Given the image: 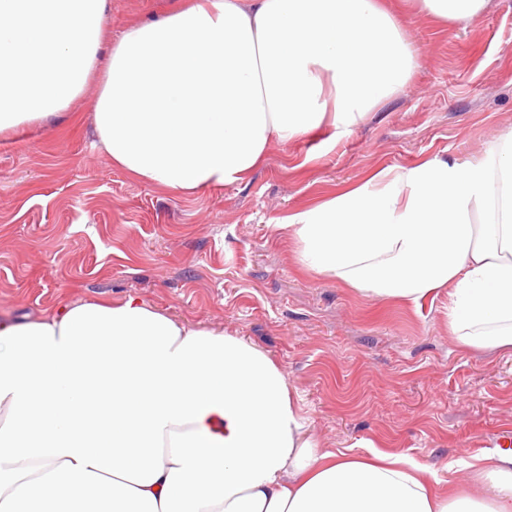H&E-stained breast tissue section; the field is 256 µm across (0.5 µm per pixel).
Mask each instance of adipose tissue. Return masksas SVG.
I'll use <instances>...</instances> for the list:
<instances>
[{
  "label": "adipose tissue",
  "mask_w": 512,
  "mask_h": 512,
  "mask_svg": "<svg viewBox=\"0 0 512 512\" xmlns=\"http://www.w3.org/2000/svg\"><path fill=\"white\" fill-rule=\"evenodd\" d=\"M107 0H0V135L62 117L97 66L113 165L191 196L240 183L270 142L344 136L420 54L379 0H182L103 45ZM301 265L385 302L448 291V329L512 354V131L286 217ZM435 491L434 465L322 450L269 355L135 296L0 321V512H512V449ZM445 463V470H452ZM441 482L439 488L448 490V486L455 490H462L471 494H476L479 490L475 476L471 470H456L451 473L440 471L438 474Z\"/></svg>",
  "instance_id": "1"
}]
</instances>
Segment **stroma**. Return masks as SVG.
<instances>
[{
    "mask_svg": "<svg viewBox=\"0 0 512 512\" xmlns=\"http://www.w3.org/2000/svg\"><path fill=\"white\" fill-rule=\"evenodd\" d=\"M174 0H108L106 29ZM421 67L343 138L272 142L249 181L192 196L134 180L100 147L91 80L64 119L0 137V320L140 297L252 341L285 371L333 451L372 444L442 466L512 433V356L448 330V292L384 302L306 271L277 226L373 173L483 155L512 130V0L444 24L390 0Z\"/></svg>",
    "mask_w": 512,
    "mask_h": 512,
    "instance_id": "obj_1",
    "label": "stroma"
}]
</instances>
